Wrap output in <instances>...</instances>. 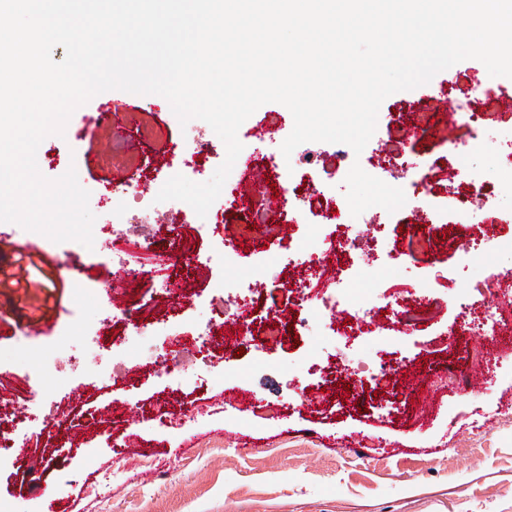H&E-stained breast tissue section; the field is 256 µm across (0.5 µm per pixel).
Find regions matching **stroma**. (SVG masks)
<instances>
[{
	"instance_id": "stroma-1",
	"label": "stroma",
	"mask_w": 512,
	"mask_h": 512,
	"mask_svg": "<svg viewBox=\"0 0 512 512\" xmlns=\"http://www.w3.org/2000/svg\"><path fill=\"white\" fill-rule=\"evenodd\" d=\"M115 108L123 124L115 134L121 154L92 132L75 139L71 123L64 136L47 137L37 150L45 177L72 168L89 190L95 249L0 223V234L20 245L0 250V269L14 273L31 264L43 282L34 300L0 285V404L7 407L0 425L16 426V442L51 462L37 477L48 487L40 496L33 490L37 478L11 457L0 466V498L16 512H512V315H499L489 338L481 333L479 309H460L494 274L512 271L506 245L512 223L490 225L477 215L465 226L432 227L401 209L389 223L365 228L354 246L332 251L322 243L331 225L316 235L308 225H290L293 247L321 253L317 269L287 264L277 239L249 229L244 206L230 199L217 226L199 223L190 210L152 224H116L98 194L115 173L138 178L149 160L180 145L185 132L169 103L155 95L109 90L85 110ZM418 123L423 134L404 141L408 160H436L432 193L446 196L451 157L445 147L467 132L448 129L426 111L417 90L383 101L359 161L367 163ZM156 126L167 130L166 141L141 136L142 128ZM292 129L287 107L263 104L240 127V160L279 151ZM296 151L311 155L312 166L282 172L278 186L308 174L328 179L332 195L344 197L346 162L335 144L306 142ZM466 230L505 247L462 259L456 238ZM118 235L176 256L170 272L191 297L178 305L144 277L127 286V305L176 331L151 337L155 354L178 338L196 345L182 352V374L164 383L140 365L124 323L111 316L105 289L115 266L98 244ZM222 237L236 245L227 264L209 258ZM186 244L198 261L180 260ZM393 249L398 258H388ZM277 271L313 285L340 275L355 302L408 285L437 311L406 328L378 304L359 321L345 306H288L283 323L290 335L258 350L243 346L231 305L223 327L198 340L196 326L211 315L217 280H242L246 298L257 300ZM440 275L451 287L437 283ZM40 319L46 334L24 335L25 324ZM90 333L99 337L92 350L84 347ZM115 360L128 372L102 388L99 374ZM382 361L400 365L395 390L376 389L367 379L354 385L351 367L367 375ZM125 405L136 406L141 419L140 446L132 454L124 442ZM47 406L54 418L45 417Z\"/></svg>"
}]
</instances>
